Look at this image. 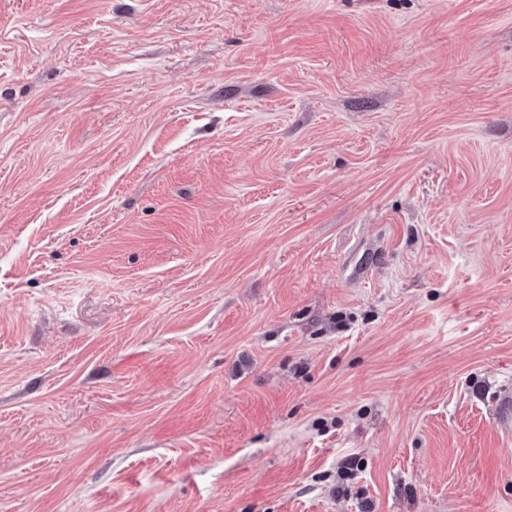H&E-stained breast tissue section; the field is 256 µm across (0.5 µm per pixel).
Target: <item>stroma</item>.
I'll return each mask as SVG.
<instances>
[{
    "instance_id": "stroma-1",
    "label": "stroma",
    "mask_w": 512,
    "mask_h": 512,
    "mask_svg": "<svg viewBox=\"0 0 512 512\" xmlns=\"http://www.w3.org/2000/svg\"><path fill=\"white\" fill-rule=\"evenodd\" d=\"M0 512H512V0H0Z\"/></svg>"
}]
</instances>
